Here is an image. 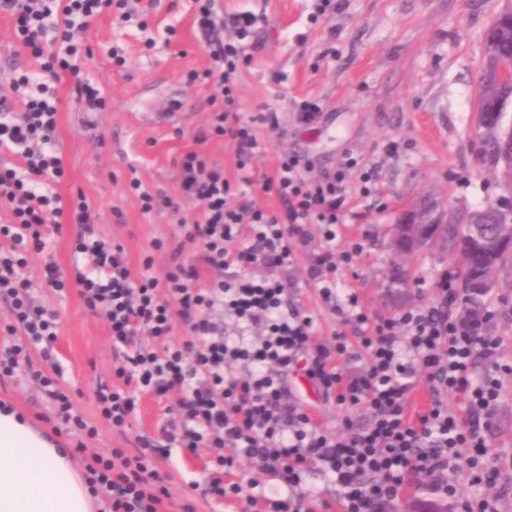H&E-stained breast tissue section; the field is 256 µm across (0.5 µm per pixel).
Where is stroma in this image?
<instances>
[{
  "label": "stroma",
  "mask_w": 512,
  "mask_h": 512,
  "mask_svg": "<svg viewBox=\"0 0 512 512\" xmlns=\"http://www.w3.org/2000/svg\"><path fill=\"white\" fill-rule=\"evenodd\" d=\"M512 0H216L226 15L249 12L257 21L243 39L244 52L234 88L242 115L274 108L281 133L268 135L257 127L261 143L252 161L256 179L251 194L257 207L274 210L278 200L267 193L264 177L273 175L284 153L310 158L316 170L336 167L345 153L379 168L378 191L359 196V176L351 174L347 191L356 220L338 226V247L358 242L363 252L343 273L342 286L355 292L369 316H389L437 298L436 284L451 272L446 249L418 254L406 274V284L392 280L388 269L390 228L401 212L429 197L444 208L474 210L486 199L512 198V185L500 171L483 165L477 154L482 131L477 122V85L484 61L485 32L493 16ZM131 17L120 10L105 11L84 28L77 43L86 60L85 77L104 93L107 106L85 111L68 78L57 84L56 147L64 175L53 189L63 203L84 194L96 207L99 230L120 243L133 269H140L154 239L169 240L178 217L196 215L194 201L183 200L180 216L169 211L143 212L137 193L129 187L137 173L145 189L176 194L177 162L191 150L209 154L236 180L232 145L213 140L199 143L215 105L206 85L189 76L210 65L204 34L196 22V0H155L143 8L129 0ZM121 50L124 65L112 60ZM40 81V63L16 38L14 20L0 13V100L13 111L24 108L13 91L20 75ZM315 102L321 111L305 123L300 108ZM309 254H300L278 276L288 297L304 306L315 320V338L331 340L334 315L323 305L316 288L306 286ZM64 271L83 264L75 254L71 225L52 234L46 251L28 258L25 275L34 298L58 312L59 338L50 361L64 372L62 384L76 411L98 430L90 443L98 452L127 448L140 437H156L158 424L178 396L142 394L128 427L113 428L97 408L99 383L118 385L113 371L112 342L106 322L93 314L76 289L58 295L44 288L46 263ZM495 316L490 332L500 340L498 362L477 360L474 380L495 375L498 407L488 432L492 448L500 451L501 482L509 488L501 512H512V267L501 272L499 285L484 299ZM300 404L330 433L344 429L345 419L363 424V408L323 402L310 385L293 378ZM0 404L9 405L57 440L73 445L68 428L55 418V407L33 384L27 371L0 380ZM170 474L169 496L163 512H254L246 494L216 502L202 484L211 465L209 449H173L155 460Z\"/></svg>",
  "instance_id": "obj_1"
}]
</instances>
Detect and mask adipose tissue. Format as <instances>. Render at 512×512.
Returning <instances> with one entry per match:
<instances>
[{
    "label": "adipose tissue",
    "instance_id": "obj_1",
    "mask_svg": "<svg viewBox=\"0 0 512 512\" xmlns=\"http://www.w3.org/2000/svg\"><path fill=\"white\" fill-rule=\"evenodd\" d=\"M68 449L0 406V512H96Z\"/></svg>",
    "mask_w": 512,
    "mask_h": 512
}]
</instances>
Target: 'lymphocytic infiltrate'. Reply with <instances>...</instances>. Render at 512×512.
<instances>
[{
    "label": "lymphocytic infiltrate",
    "instance_id": "lymphocytic-infiltrate-1",
    "mask_svg": "<svg viewBox=\"0 0 512 512\" xmlns=\"http://www.w3.org/2000/svg\"><path fill=\"white\" fill-rule=\"evenodd\" d=\"M112 4L0 0V12L14 18L17 37L41 59L44 76L37 84L26 76L16 79V86L37 89L23 112L0 103V146L16 150L23 163L19 170L0 169V207L12 215L11 223L0 225V300L10 311L6 330L16 337L0 354V379L31 365L33 352L49 357L58 338V313L36 303L31 282L20 271L28 254L44 252L50 231L60 230L65 217L76 229L75 250L87 263L74 266L69 274L47 264L43 282L56 293L76 286L86 307L109 325L115 374L123 385L99 384L102 417L121 428L135 416L141 394L180 395L158 438L138 439L132 451L115 448L93 457L87 479L94 493L103 494L104 512H160L168 488L148 459L168 456L175 446L192 452L212 449L219 466L224 448L239 449L270 480L289 489L285 498L249 496L250 505L263 512H312L298 487L315 467L338 487L343 512H389L390 503L407 486L424 478L456 498L460 512H499V495L473 503L458 495L454 483L463 475L470 485L491 487L497 479L494 452L487 443L497 391L470 376L477 359L493 363L498 357L499 342L488 332L490 314H457L459 293L452 275L438 282L436 301L387 317H369L356 293L340 286L339 271L363 250L358 243L345 250L336 247V227L350 213L348 175L360 169V193L367 197L377 179L376 167L362 168L360 160L348 154L336 169L312 178V160L287 154L263 182L265 191L279 201V210L264 211L251 197L255 178L249 164L259 147L254 127L261 124L274 132L280 122L269 107L254 121L240 115L233 85L243 49L224 42L221 35L226 30L246 35L255 23L252 15L218 14L210 0L198 15L212 60L200 79L213 85L221 105L211 112L197 139L233 143L237 181L225 177L218 161L195 150L178 161L177 195L154 194L143 190L139 178L131 180L144 212L166 209L177 214L185 199L200 206L194 222H181L179 236L152 242L153 252L170 253L172 265L164 277L152 275V255L143 259L140 271H133L123 246L99 233L98 215L85 196L62 207L60 196L48 185L64 173L54 147L59 102L55 84L61 73H68L86 110L104 109L105 97L83 77L76 62L75 37ZM315 224L323 229V244L311 257L305 282L317 288L338 318L330 344L314 341L312 318L288 302L281 281L249 272L259 264L270 269L292 266L298 252L309 248ZM190 244L200 249L197 259L184 255ZM204 271L209 274L205 281L200 278ZM219 314L234 319L232 331L219 329ZM178 324L187 338L183 344L169 345L167 339ZM253 328L257 340L246 341V331ZM351 335L359 338L369 360L363 374L346 378L336 363L346 354ZM147 337L153 346L144 345ZM241 361L252 366L248 376L233 373ZM299 365L324 400L364 405L369 423H347L338 435L323 430L291 398L288 377ZM33 376L54 401L57 419L75 427V452L85 453L97 429L74 413L61 386L60 366L34 371ZM421 381L429 400L419 410L412 395ZM451 392L464 400L460 411L448 407Z\"/></svg>",
    "mask_w": 512,
    "mask_h": 512
}]
</instances>
